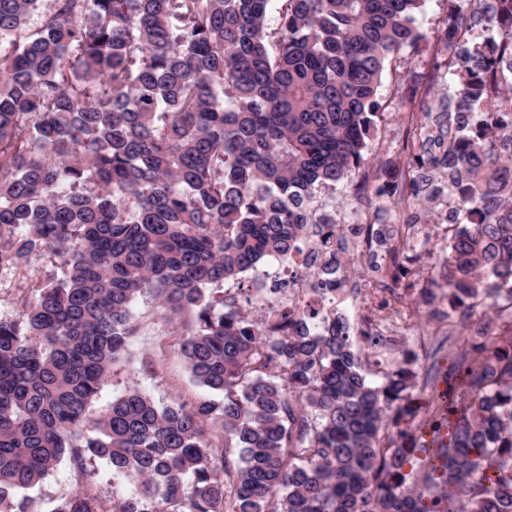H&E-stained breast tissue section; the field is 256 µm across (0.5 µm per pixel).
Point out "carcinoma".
<instances>
[{
  "label": "carcinoma",
  "mask_w": 512,
  "mask_h": 512,
  "mask_svg": "<svg viewBox=\"0 0 512 512\" xmlns=\"http://www.w3.org/2000/svg\"><path fill=\"white\" fill-rule=\"evenodd\" d=\"M50 2L0 0V273L52 265L0 318V512H34L62 462L76 479L49 512H512V336L461 337L423 411L411 368L368 378L343 314L224 291L297 256L320 300L341 289L345 245L316 265L304 243L313 224L336 236L320 194L365 168L424 0ZM472 18L480 42L448 0L456 93L422 108L412 176L388 161L376 196L449 227L421 303L512 320V0ZM145 295L219 399L132 390L92 420ZM96 458L129 494L95 493Z\"/></svg>",
  "instance_id": "obj_1"
}]
</instances>
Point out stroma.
I'll list each match as a JSON object with an SVG mask.
<instances>
[{
	"mask_svg": "<svg viewBox=\"0 0 512 512\" xmlns=\"http://www.w3.org/2000/svg\"><path fill=\"white\" fill-rule=\"evenodd\" d=\"M447 13L448 0H425L415 21L422 35L420 42L416 48H407L395 55L383 76L379 90L378 131L371 143L369 172H376L382 162L395 157L408 136L413 109L401 102V84L409 78H417L420 96L430 101L453 89L454 77L449 69L453 55L436 38ZM421 230L427 234L430 245L397 290L398 305L405 316L406 342L374 348L359 336L357 345L363 365L370 372L379 366L391 367L403 356H410L417 373L414 393L424 399L433 389H444L442 374L453 359L456 340L473 335L475 327L445 324L418 306L416 295L421 282L436 275L446 254L444 225L425 224ZM50 265L49 253L38 252L31 255L26 270L0 277L1 318L14 316L18 302L31 296V273L44 271ZM133 311L139 329L130 345L128 358L115 367L90 406L88 413L91 417H99L115 397L133 389L142 391L157 403L170 405L190 404L207 395L206 389L192 378L178 355L179 330L171 313L149 298L138 299ZM144 359L152 361V371L141 370L140 362Z\"/></svg>",
	"mask_w": 512,
	"mask_h": 512,
	"instance_id": "stroma-1",
	"label": "stroma"
}]
</instances>
